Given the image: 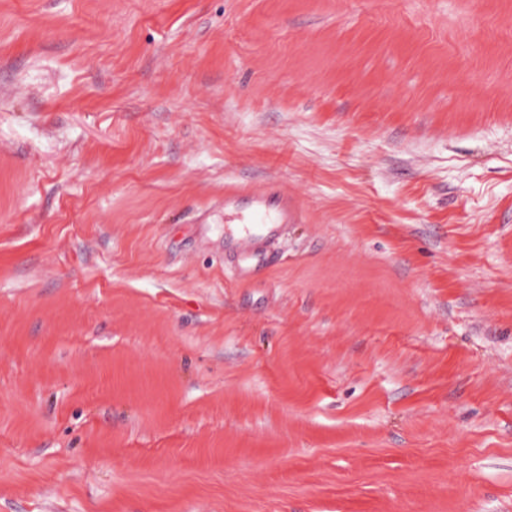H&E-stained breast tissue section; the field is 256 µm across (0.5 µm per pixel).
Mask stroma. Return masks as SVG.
Returning <instances> with one entry per match:
<instances>
[{
    "label": "stroma",
    "instance_id": "1",
    "mask_svg": "<svg viewBox=\"0 0 512 512\" xmlns=\"http://www.w3.org/2000/svg\"><path fill=\"white\" fill-rule=\"evenodd\" d=\"M0 512H512V0H0ZM255 223H241L242 232L255 242L251 258L269 263V256L264 250L267 240L274 237L281 224L292 223L298 216V208L288 193L277 185L270 184L267 189L255 194L252 206ZM249 224H257L256 231Z\"/></svg>",
    "mask_w": 512,
    "mask_h": 512
}]
</instances>
